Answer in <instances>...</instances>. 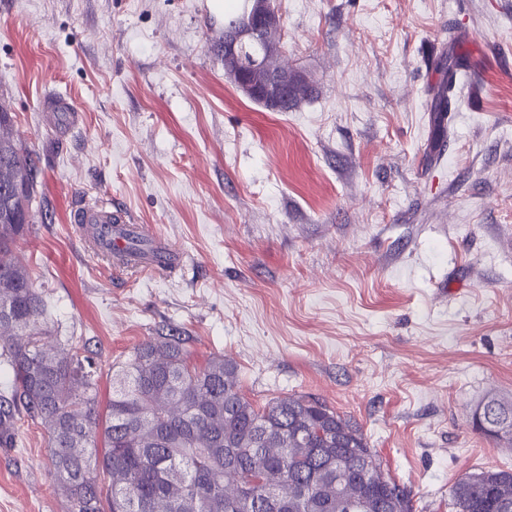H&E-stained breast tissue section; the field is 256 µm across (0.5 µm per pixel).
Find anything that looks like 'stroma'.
Wrapping results in <instances>:
<instances>
[{"label": "stroma", "instance_id": "obj_1", "mask_svg": "<svg viewBox=\"0 0 512 512\" xmlns=\"http://www.w3.org/2000/svg\"><path fill=\"white\" fill-rule=\"evenodd\" d=\"M314 90L270 112L224 75L243 0H0V112L39 169L15 256L59 335L112 366L160 331L237 366L255 406L306 394L350 416L415 512L512 468L476 432L512 400V0H274ZM477 65L437 134L439 47ZM53 94L80 116L60 131ZM448 154L435 157L440 139ZM104 198L182 256L138 273L94 256L74 214ZM0 512H68L42 425L0 447Z\"/></svg>", "mask_w": 512, "mask_h": 512}]
</instances>
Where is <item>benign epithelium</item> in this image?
<instances>
[{
    "label": "benign epithelium",
    "mask_w": 512,
    "mask_h": 512,
    "mask_svg": "<svg viewBox=\"0 0 512 512\" xmlns=\"http://www.w3.org/2000/svg\"><path fill=\"white\" fill-rule=\"evenodd\" d=\"M281 22L272 0H252V7L242 20L224 28V60L236 63L232 72L236 87L243 95L261 99L274 110L280 109L290 94L306 82L304 72L298 68L275 69L266 64L265 58L280 53V47L264 41L262 34ZM256 43L262 46V57L242 60L246 46Z\"/></svg>",
    "instance_id": "7a95c632"
}]
</instances>
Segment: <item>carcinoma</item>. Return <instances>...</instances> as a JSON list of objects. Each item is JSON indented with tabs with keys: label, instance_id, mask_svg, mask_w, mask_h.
<instances>
[{
	"label": "carcinoma",
	"instance_id": "1",
	"mask_svg": "<svg viewBox=\"0 0 512 512\" xmlns=\"http://www.w3.org/2000/svg\"><path fill=\"white\" fill-rule=\"evenodd\" d=\"M37 174L13 116L0 112V356L12 370L0 395V447L15 442L17 411L40 422L69 512H99L100 469L111 478L110 512H413L411 488L384 474L355 422L309 395L255 408L233 361L189 365V337L176 332L118 365L99 428L97 367L72 337L54 335L41 293L12 258ZM472 424L512 445V402L487 397ZM449 496L453 512H512V470L462 476Z\"/></svg>",
	"mask_w": 512,
	"mask_h": 512
}]
</instances>
